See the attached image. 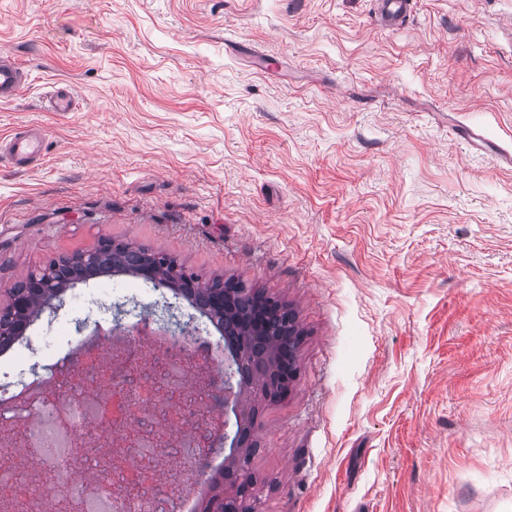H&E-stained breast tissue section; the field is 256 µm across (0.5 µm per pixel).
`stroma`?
Wrapping results in <instances>:
<instances>
[{
    "label": "stroma",
    "mask_w": 512,
    "mask_h": 512,
    "mask_svg": "<svg viewBox=\"0 0 512 512\" xmlns=\"http://www.w3.org/2000/svg\"><path fill=\"white\" fill-rule=\"evenodd\" d=\"M0 53L31 76L0 137L36 123L47 152L0 159V287L109 238L288 303L300 376L256 403L255 512H512V0L394 29L374 0H0ZM53 80L77 111H46ZM62 301L0 368H76L78 321L118 313L220 339L125 273ZM188 362L194 431L224 369ZM224 457L162 456L170 512Z\"/></svg>",
    "instance_id": "stroma-1"
}]
</instances>
